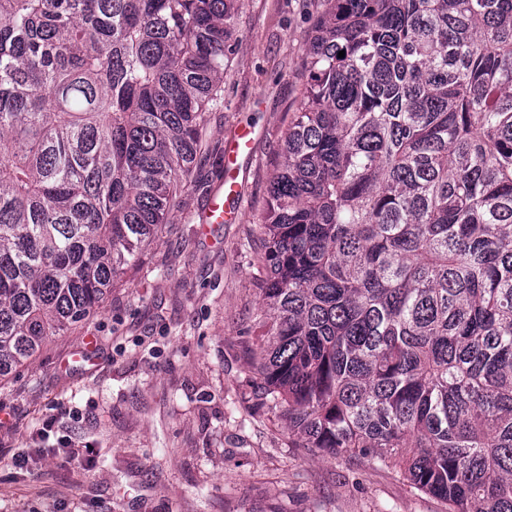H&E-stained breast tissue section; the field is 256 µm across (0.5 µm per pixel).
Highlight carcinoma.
<instances>
[{
    "label": "carcinoma",
    "mask_w": 512,
    "mask_h": 512,
    "mask_svg": "<svg viewBox=\"0 0 512 512\" xmlns=\"http://www.w3.org/2000/svg\"><path fill=\"white\" fill-rule=\"evenodd\" d=\"M323 2L270 183L262 400L297 448L512 512V0ZM238 9L0 0V381L201 182Z\"/></svg>",
    "instance_id": "1"
}]
</instances>
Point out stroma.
Returning a JSON list of instances; mask_svg holds the SVG:
<instances>
[{"instance_id": "stroma-1", "label": "stroma", "mask_w": 512, "mask_h": 512, "mask_svg": "<svg viewBox=\"0 0 512 512\" xmlns=\"http://www.w3.org/2000/svg\"><path fill=\"white\" fill-rule=\"evenodd\" d=\"M315 19L302 0H241L202 140L255 129L238 161L243 214L202 232L224 190L205 166L207 191L180 194L96 313L0 382V512H442L377 462L289 447L287 421L251 398L268 187Z\"/></svg>"}]
</instances>
